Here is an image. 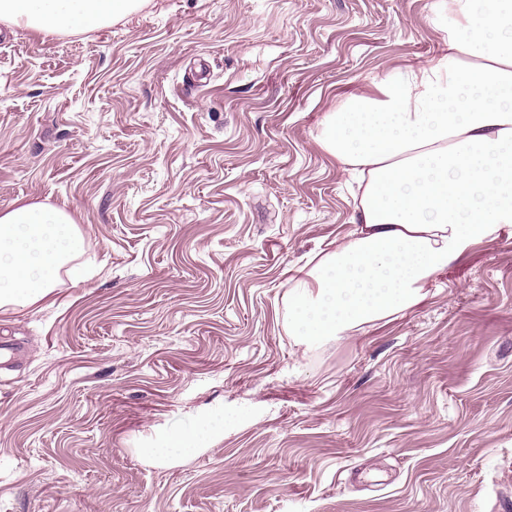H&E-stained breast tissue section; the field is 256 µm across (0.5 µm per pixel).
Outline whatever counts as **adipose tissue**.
Wrapping results in <instances>:
<instances>
[{
    "mask_svg": "<svg viewBox=\"0 0 512 512\" xmlns=\"http://www.w3.org/2000/svg\"><path fill=\"white\" fill-rule=\"evenodd\" d=\"M141 0H0V21L43 33L99 29ZM322 148L358 184V228L296 269L289 335L312 346L419 303L435 275L512 230V0H448V51L352 94L320 125ZM85 240L44 202L0 210V310L84 281ZM207 427L170 436L154 459L199 452Z\"/></svg>",
    "mask_w": 512,
    "mask_h": 512,
    "instance_id": "obj_1",
    "label": "adipose tissue"
}]
</instances>
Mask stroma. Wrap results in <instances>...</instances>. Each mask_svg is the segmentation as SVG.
<instances>
[{"label":"stroma","instance_id":"1","mask_svg":"<svg viewBox=\"0 0 512 512\" xmlns=\"http://www.w3.org/2000/svg\"><path fill=\"white\" fill-rule=\"evenodd\" d=\"M437 0H148L0 22V208H65L94 273L0 312V512H512V234L312 347L290 271L354 227L326 113L447 52ZM207 419L206 449L145 448ZM141 0H0V21L43 33L99 29L137 10Z\"/></svg>","mask_w":512,"mask_h":512}]
</instances>
